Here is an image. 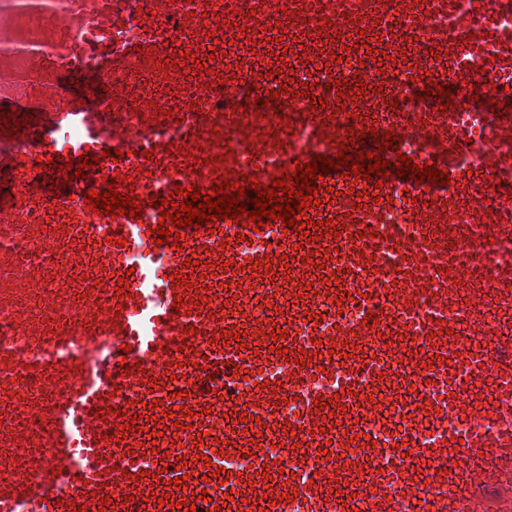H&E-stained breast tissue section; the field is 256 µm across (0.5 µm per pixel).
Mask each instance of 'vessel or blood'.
<instances>
[{"label": "vessel or blood", "instance_id": "1", "mask_svg": "<svg viewBox=\"0 0 512 512\" xmlns=\"http://www.w3.org/2000/svg\"><path fill=\"white\" fill-rule=\"evenodd\" d=\"M30 2L52 11L38 43L18 48L0 19V109L34 121L28 133H0V174L11 184L0 203V512H159L165 496L196 512H287L291 493L313 512H489L485 491L512 483V324L504 320L512 266L499 260L512 249V198L501 191L512 185L511 113L426 116L432 148L416 161L446 170L443 186L404 179L379 188L330 171L318 186L338 190L335 206L304 217L343 229L314 250L298 247L294 228L279 224H164L151 200L194 183L205 194L224 177L273 183L296 171L301 139L336 157L352 131H370L330 112L338 102L361 111L362 82L382 90V131L409 139L408 117L391 108L404 92L401 79L343 65L361 38L385 50L393 41L385 21L395 13L425 35L414 54L417 75L502 97L495 77L512 68V26L501 18L512 0H472L467 11L449 10L439 30L445 0H365L354 16L307 0L289 29L307 47L291 75L270 72L259 50L228 87L233 96L277 92L289 111L284 131L259 112L226 109L220 57L194 80L191 107L174 113L142 96L134 114L126 112L128 66L141 60L155 65L158 80L175 77L181 52L218 37L222 0ZM279 9L278 0H263L242 17L254 43ZM485 47L493 56H480ZM440 49L444 57L434 59ZM311 57L349 89L304 95ZM66 71L112 90L81 100L61 88ZM316 97L323 106H313ZM107 147L121 158L103 156ZM85 155L97 159L88 178L55 193L43 185L39 161ZM115 173L120 192L141 204V218L89 209V192L105 190ZM394 207L400 224L374 236ZM160 225L182 233L183 247L157 244ZM117 236L123 245H111ZM22 242L33 257L22 256ZM191 256L198 264L189 269ZM316 264L322 275H313ZM189 274L204 303L175 307ZM122 277L124 299L116 293ZM261 285L274 304L265 320L249 315ZM338 297L354 309L339 326L320 318ZM372 311L378 322L368 321ZM279 327L284 337L273 338ZM239 328L251 333L249 347L220 342ZM273 345L282 354H270ZM239 369L247 379L236 377ZM323 374L338 376L341 394L308 389ZM181 408L185 417L173 420ZM385 413L393 421L386 438L366 444L371 422ZM139 416L146 425L136 424ZM426 416L465 417L472 426L430 437L420 427ZM255 418L256 434L245 425ZM157 425L164 436L155 441ZM237 454L249 455L250 468L207 479V464ZM180 474L195 480L194 493L175 490Z\"/></svg>", "mask_w": 512, "mask_h": 512}]
</instances>
